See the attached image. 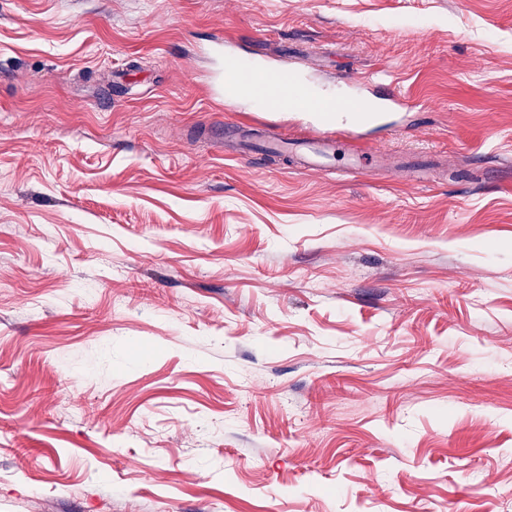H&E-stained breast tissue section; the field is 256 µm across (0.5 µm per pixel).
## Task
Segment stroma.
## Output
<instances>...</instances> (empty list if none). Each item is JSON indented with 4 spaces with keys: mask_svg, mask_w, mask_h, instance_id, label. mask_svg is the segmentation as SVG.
Wrapping results in <instances>:
<instances>
[{
    "mask_svg": "<svg viewBox=\"0 0 512 512\" xmlns=\"http://www.w3.org/2000/svg\"><path fill=\"white\" fill-rule=\"evenodd\" d=\"M232 52L368 166L221 148ZM0 512H512V0H0ZM276 78V82L273 84L277 91L255 89L251 92L254 114L288 111V109L305 111L316 117V120L311 123V130L314 134L310 133L307 142L298 143L288 140V138L271 135L265 137L259 129H264L263 125L248 127L247 131L251 137L260 142L258 154L288 156V152L295 151L303 166L311 169L322 167L324 166L323 160L330 149L336 153V157L344 159L345 153L342 150L343 146L347 145V141L357 139L364 127L382 119L381 112H349L353 109L351 103L342 99L335 100L333 97H321L309 86L288 79V74H279L276 75ZM327 107L344 112L326 113ZM334 121L336 123L335 131L323 128L324 124H334Z\"/></svg>",
    "mask_w": 512,
    "mask_h": 512,
    "instance_id": "35a3bbf8",
    "label": "stroma"
}]
</instances>
